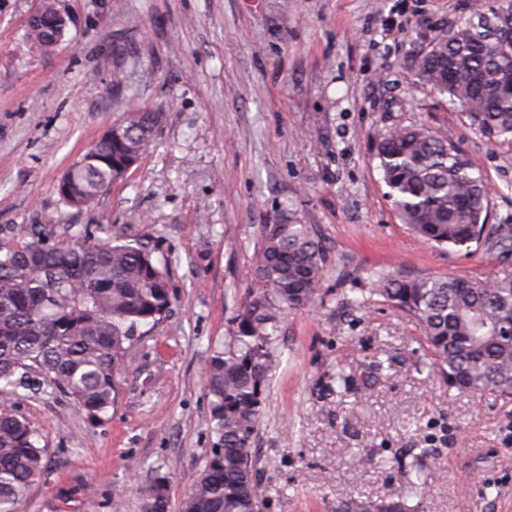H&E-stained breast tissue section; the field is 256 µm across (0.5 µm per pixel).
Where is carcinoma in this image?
<instances>
[{"mask_svg":"<svg viewBox=\"0 0 512 512\" xmlns=\"http://www.w3.org/2000/svg\"><path fill=\"white\" fill-rule=\"evenodd\" d=\"M458 70L454 81L447 71ZM512 40L469 21L437 35L418 62L420 79L492 145L512 143ZM161 115L127 112L113 121L133 136L92 145L69 168L60 198L90 204L126 175ZM382 180L402 223L424 241L494 250L503 240L481 238L489 189L480 169L451 140L424 124L393 128L373 144ZM263 245L251 273L249 299L235 317L230 343L205 364L217 441L182 503V512H258L260 487L251 452L262 395L278 362L269 351L285 308L319 297L327 247L309 225H263ZM371 287L351 303L378 297L418 324L433 368L448 389L512 396V271L487 277L409 276L373 272ZM166 262L130 243L87 232L76 247L47 242L29 230L18 247H0V395L47 385L64 391L88 418L98 419L118 393L126 344L138 329L169 312ZM46 450L24 418L0 414V512H16L38 481ZM420 468L396 500H350L336 512H409L407 497L424 489ZM165 480L146 491L142 512H169Z\"/></svg>","mask_w":512,"mask_h":512,"instance_id":"cac0c4a2","label":"carcinoma"}]
</instances>
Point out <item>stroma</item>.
I'll return each instance as SVG.
<instances>
[{
  "label": "stroma",
  "mask_w": 512,
  "mask_h": 512,
  "mask_svg": "<svg viewBox=\"0 0 512 512\" xmlns=\"http://www.w3.org/2000/svg\"><path fill=\"white\" fill-rule=\"evenodd\" d=\"M469 2L54 0L65 35L37 50L27 21L42 0H0V246L32 226L62 246L102 226L166 259L173 297L129 343L100 420L50 388L0 396L47 452L18 512H141L158 476L180 512L216 440L201 366L231 339L263 225L286 218L328 253L320 299L283 311L272 345L252 444L263 512L388 500L418 467L416 512H512V402L449 390L412 319L350 303L373 270L506 268L498 249L418 239L370 150L387 128L425 124L481 169L490 225H512V145L488 144L416 75ZM148 111L162 122L126 177L86 207L63 204L68 166L123 113Z\"/></svg>",
  "instance_id": "1"
}]
</instances>
